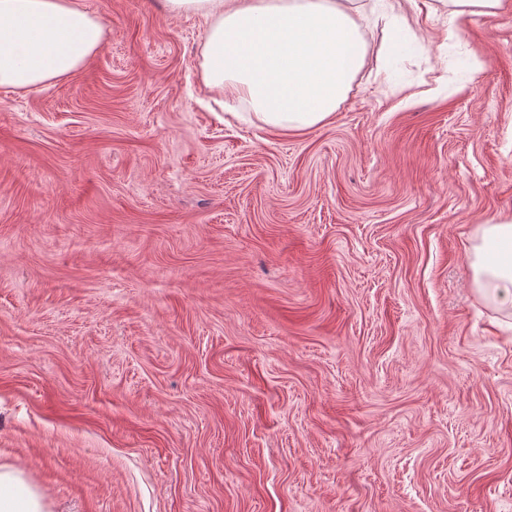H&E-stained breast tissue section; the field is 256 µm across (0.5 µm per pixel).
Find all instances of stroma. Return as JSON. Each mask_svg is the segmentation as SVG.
<instances>
[{
	"mask_svg": "<svg viewBox=\"0 0 512 512\" xmlns=\"http://www.w3.org/2000/svg\"><path fill=\"white\" fill-rule=\"evenodd\" d=\"M436 2L300 131L225 115L163 0L0 88V465L51 512H512V11ZM448 7V26L451 33L460 31L473 16H494L500 10L511 7L506 0H438ZM473 247V284L492 297L497 306L512 310V218L492 217L479 228Z\"/></svg>",
	"mask_w": 512,
	"mask_h": 512,
	"instance_id": "stroma-1",
	"label": "stroma"
}]
</instances>
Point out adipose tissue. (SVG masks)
<instances>
[{
	"mask_svg": "<svg viewBox=\"0 0 512 512\" xmlns=\"http://www.w3.org/2000/svg\"><path fill=\"white\" fill-rule=\"evenodd\" d=\"M165 0L170 14L209 22L206 85L228 112L248 108L282 130L327 122L367 58L364 20L401 26L402 0ZM103 26L77 0H0V87L29 89L81 67ZM473 284L512 310V218L493 217L473 248ZM0 512H49L23 470L0 466Z\"/></svg>",
	"mask_w": 512,
	"mask_h": 512,
	"instance_id": "ef3b65f1",
	"label": "adipose tissue"
}]
</instances>
